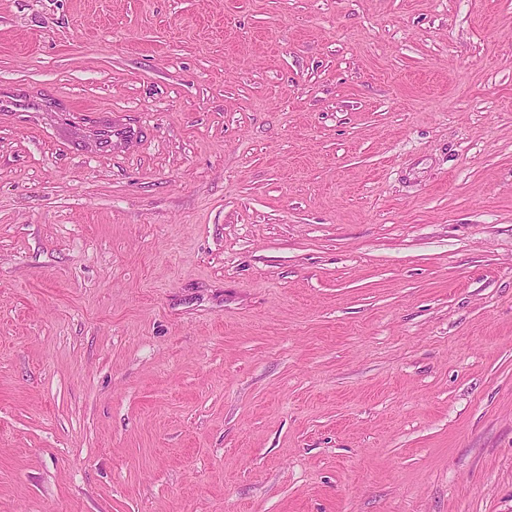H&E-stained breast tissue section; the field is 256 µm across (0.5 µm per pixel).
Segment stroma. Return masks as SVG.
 I'll list each match as a JSON object with an SVG mask.
<instances>
[{"label": "stroma", "mask_w": 512, "mask_h": 512, "mask_svg": "<svg viewBox=\"0 0 512 512\" xmlns=\"http://www.w3.org/2000/svg\"><path fill=\"white\" fill-rule=\"evenodd\" d=\"M2 96L0 512H512V0H0Z\"/></svg>", "instance_id": "obj_1"}]
</instances>
